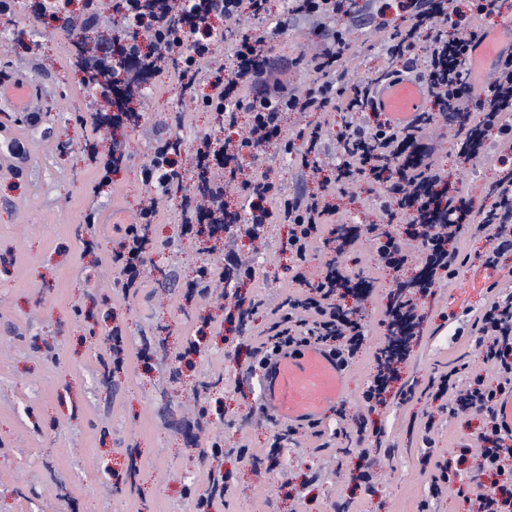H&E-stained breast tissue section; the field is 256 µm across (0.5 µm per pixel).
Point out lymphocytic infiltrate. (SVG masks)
<instances>
[{
    "label": "lymphocytic infiltrate",
    "mask_w": 512,
    "mask_h": 512,
    "mask_svg": "<svg viewBox=\"0 0 512 512\" xmlns=\"http://www.w3.org/2000/svg\"><path fill=\"white\" fill-rule=\"evenodd\" d=\"M504 2L472 0V11L466 14L446 6L445 0H403L402 22L389 36L386 50L387 55L397 56V63L357 86L345 80L348 47L340 31L319 28V52L283 60L276 67L270 61L272 35L244 34L235 43L232 63L213 71L212 91L202 95L197 76L220 35L213 19L239 16L246 7L254 16L265 15L268 0H178L174 10L164 0H118L115 9L126 27L111 42L101 44L95 56L101 96H112L116 85H132L141 71L158 73L159 61L166 60L178 75L181 96L223 115L231 126L239 113L250 118L244 135L197 141L193 155L202 184L190 193L183 192L174 167L184 149L181 138L156 139L141 170L143 183L153 189L156 199L140 209L135 223L120 227L119 247L111 256L123 292L137 291L142 285L149 256L147 231L158 214L156 200L179 197L183 232L189 236L195 233L194 219L203 214L211 233L222 231L253 240L276 219L290 227L285 248L296 267L308 261L309 249L318 239L332 246L335 256L321 276L308 282L305 296L289 299L287 313L271 326L265 346L257 351V365L265 367L284 350L308 344L348 364L363 331L356 305H339L338 298L344 294L356 302L371 291L337 259L353 242V235L341 237L336 228L326 227L330 208L321 193L281 195L270 182L242 178L237 165L242 153L273 146L294 156L302 169L319 172L314 143L320 133L312 131L311 144L304 148L283 139L282 120L289 112L344 113L337 179L378 185L383 214L391 218L396 212L404 213L407 233L394 231L388 223L366 224L361 229L372 244L378 267L397 271L410 257H417L422 273L411 285L421 294H431L442 278L454 277L468 263V256L456 246L466 233L491 240L484 264L495 266L501 256L512 253V169L502 171L494 182L495 202L474 207L465 195L450 192L448 172L438 165L436 147L422 131L434 117L451 123L456 149L469 160L481 157L487 130H495L501 143L512 145V54L495 67L490 94L483 100L475 99L465 67L473 46L485 33L484 27L474 23V16L500 10ZM420 41L427 44L421 55L414 51ZM303 63L322 75L321 83L299 92L283 82H272L273 70L284 73ZM409 78L425 83L433 110L401 126L376 106L375 91L385 83ZM475 113L480 116L476 122L471 119ZM233 188L248 199L247 210L226 211L224 198ZM477 323L481 335L489 339L483 358L492 364L497 383L489 386L482 376H473L455 405L484 415L487 428L478 437L481 468L499 470L512 460V446L505 442L497 413L500 400L512 396V293L494 298Z\"/></svg>",
    "instance_id": "lymphocytic-infiltrate-1"
}]
</instances>
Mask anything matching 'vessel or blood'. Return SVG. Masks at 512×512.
<instances>
[{
  "label": "vessel or blood",
  "instance_id": "vessel-or-blood-1",
  "mask_svg": "<svg viewBox=\"0 0 512 512\" xmlns=\"http://www.w3.org/2000/svg\"><path fill=\"white\" fill-rule=\"evenodd\" d=\"M510 51L512 23L507 21L490 30L469 56L475 92H486V73ZM427 100V87L419 80L390 82L377 93L379 109L403 124L424 111ZM345 386V373L336 358L319 346L303 345L280 354L265 368L262 407L278 423L314 422L343 402Z\"/></svg>",
  "mask_w": 512,
  "mask_h": 512
}]
</instances>
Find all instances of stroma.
<instances>
[{"mask_svg": "<svg viewBox=\"0 0 512 512\" xmlns=\"http://www.w3.org/2000/svg\"><path fill=\"white\" fill-rule=\"evenodd\" d=\"M35 2L20 0L16 29H0V65L15 80L41 86L31 106L36 119L0 104V512H194L217 470L224 497L211 512H477L476 501L451 488L434 492L431 476L460 445L475 444L483 419L448 416L429 385L451 371L460 385L471 374L493 380L474 323L492 298L489 284L512 292V255L488 268L489 241L462 242L469 262L419 299L423 334L384 402L371 406L362 393L377 372L384 311L399 278L415 268L377 269L364 243L341 255L344 267L377 282L361 312L363 346L348 366L346 414L328 415L273 447L275 431L259 410L254 351L280 321L281 304L302 291L283 246L287 225H266L259 243L235 242L254 267L241 294L262 302L246 323L223 286L187 295L196 269L221 267L222 260L181 240L174 200L151 227L142 288L124 295L109 256L116 225L132 222L145 194L140 170L152 143L177 131L195 145L218 130L216 115L180 97L175 77L164 73L137 100L138 125L96 129L102 99L73 66L70 34L36 20ZM398 22L394 8L333 20L349 44V82L373 77L378 46ZM90 138L99 153L117 142L128 154L98 197L85 152ZM13 141L24 145L23 155L8 152ZM436 155L478 202L503 164L512 165V155L503 163L494 154L477 165L463 162L450 132ZM242 164L248 177L269 179L289 194L316 188L273 149L263 164L249 156ZM378 193L364 184L329 189L327 199L346 222L374 224ZM94 209L99 221L90 227L85 218ZM89 237L98 247L87 253L81 242ZM116 323L125 326L128 359L107 376L102 361L110 351L102 337ZM365 455L377 460L369 493L354 482Z\"/></svg>", "mask_w": 512, "mask_h": 512, "instance_id": "35a3bbf8", "label": "stroma"}]
</instances>
